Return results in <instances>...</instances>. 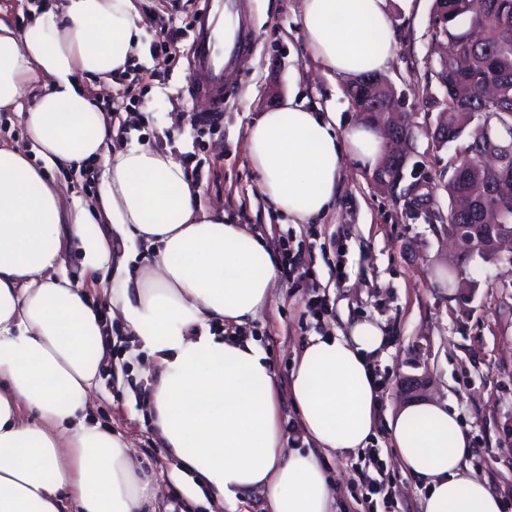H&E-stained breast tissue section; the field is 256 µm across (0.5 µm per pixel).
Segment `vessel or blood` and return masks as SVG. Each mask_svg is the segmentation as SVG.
<instances>
[{"instance_id": "vessel-or-blood-1", "label": "vessel or blood", "mask_w": 512, "mask_h": 512, "mask_svg": "<svg viewBox=\"0 0 512 512\" xmlns=\"http://www.w3.org/2000/svg\"><path fill=\"white\" fill-rule=\"evenodd\" d=\"M250 45L244 24L235 22L232 0H204L194 23L189 83L194 94L207 97L211 110H224V89L234 76L237 55Z\"/></svg>"}]
</instances>
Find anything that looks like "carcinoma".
Here are the masks:
<instances>
[{
  "label": "carcinoma",
  "instance_id": "1",
  "mask_svg": "<svg viewBox=\"0 0 512 512\" xmlns=\"http://www.w3.org/2000/svg\"><path fill=\"white\" fill-rule=\"evenodd\" d=\"M435 16L448 17V30L433 28L444 35L452 52L448 68L432 65L442 97L426 93V103L448 113V143L467 139L466 146L451 157L452 176L442 185L448 196L445 223L464 242L488 252L496 229L479 222V212L512 201V157L496 168L475 166L470 159L491 146L512 145V0H434ZM493 86L495 96H485ZM346 92L351 102L366 113V122L379 128L382 108L393 100L382 85H358L352 81Z\"/></svg>",
  "mask_w": 512,
  "mask_h": 512
}]
</instances>
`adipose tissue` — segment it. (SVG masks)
Wrapping results in <instances>:
<instances>
[{"label":"adipose tissue","instance_id":"adipose-tissue-1","mask_svg":"<svg viewBox=\"0 0 512 512\" xmlns=\"http://www.w3.org/2000/svg\"><path fill=\"white\" fill-rule=\"evenodd\" d=\"M388 0H302L307 47L329 73L383 72L393 44ZM133 0H58L28 33L0 18V110L21 89L40 93L22 112L35 156L0 145V512H146L149 477L122 434L90 423L87 410L109 357L106 317L65 274L60 221L83 250L85 271L111 266V315L151 358L148 414L173 461L193 470L213 504L262 490L268 512H331L333 483L320 451L366 447L378 422L372 361L385 336L374 321L310 337L288 395L306 447L287 448L272 365L253 340L215 333L241 327L268 302L280 263L245 225L201 194L171 153L113 131L80 77L124 71L142 46ZM261 191L293 222L328 210L345 158L376 166L379 132L288 100L246 130ZM102 159L93 202L65 201L45 175ZM108 220L121 241L93 231ZM146 264L130 271L135 248ZM407 472L423 482L424 512H503V501L468 466L469 436L456 412L408 404L387 421Z\"/></svg>","mask_w":512,"mask_h":512}]
</instances>
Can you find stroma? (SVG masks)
Here are the masks:
<instances>
[{"label":"stroma","instance_id":"obj_1","mask_svg":"<svg viewBox=\"0 0 512 512\" xmlns=\"http://www.w3.org/2000/svg\"><path fill=\"white\" fill-rule=\"evenodd\" d=\"M302 0H237L253 31V45L238 61V80L226 95L224 118L214 128L174 123L176 113L209 111L210 101L191 95L187 73L193 6L182 0H138L143 51L124 73L90 80L86 87L112 115L113 143L140 141L176 155L202 189V207L221 204L224 220L243 224L265 244L291 235L330 300L323 321L303 316V292L280 274L269 303L240 330L253 338L286 389L295 359L311 336L347 332L372 320L386 336L384 354L373 362L381 376L380 417L370 441L395 490V512H421L426 490L401 466L390 443L387 417L407 403L450 404L467 425L469 466L501 496L512 512V264L473 258L467 264L475 286L458 298L436 275L445 266L446 239L431 222L446 212L442 186L448 161L460 143L433 149L428 130L437 112L425 102L436 81L428 69L433 0H389L393 59L386 75L415 115L414 152L401 182L387 193L355 160L345 162L327 212L308 224L291 223L260 190V176L245 150V131L288 94L334 112L339 125L358 117L347 80L332 77L307 52L301 31ZM101 164L52 172L65 197L89 199ZM346 254V276L337 279V250ZM112 355L90 410L93 420L121 433L143 470L160 485L156 512H171L179 496L183 512H209L206 489L184 492L189 476L173 479L172 461L151 427L143 392L149 355L131 344L121 324L112 326ZM358 452L324 456L335 485L333 512H359L362 487Z\"/></svg>","mask_w":512,"mask_h":512}]
</instances>
